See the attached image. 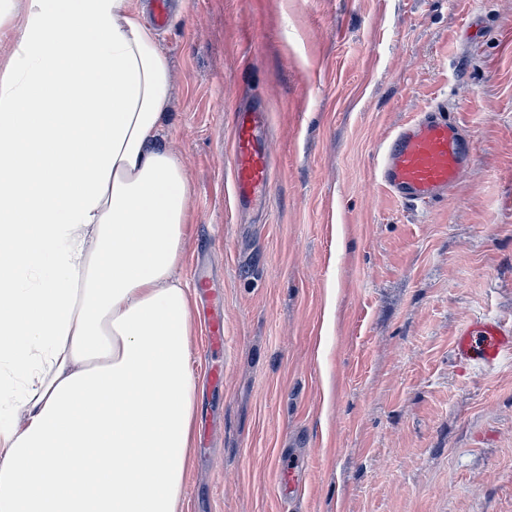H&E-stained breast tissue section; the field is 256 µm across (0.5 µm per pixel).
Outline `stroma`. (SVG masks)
I'll list each match as a JSON object with an SVG mask.
<instances>
[{
  "label": "stroma",
  "instance_id": "stroma-1",
  "mask_svg": "<svg viewBox=\"0 0 512 512\" xmlns=\"http://www.w3.org/2000/svg\"><path fill=\"white\" fill-rule=\"evenodd\" d=\"M160 139L191 180L186 282L224 303L184 512H512V0H179ZM437 102L473 141L447 199L399 204L380 145ZM268 116L272 184L236 205L235 113ZM296 466L302 487L278 492ZM458 353L487 367L505 356H512V328L485 320L465 326L459 333Z\"/></svg>",
  "mask_w": 512,
  "mask_h": 512
}]
</instances>
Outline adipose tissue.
Here are the masks:
<instances>
[{"instance_id":"obj_1","label":"adipose tissue","mask_w":512,"mask_h":512,"mask_svg":"<svg viewBox=\"0 0 512 512\" xmlns=\"http://www.w3.org/2000/svg\"><path fill=\"white\" fill-rule=\"evenodd\" d=\"M0 43V512H182L200 379L167 57L136 0H0Z\"/></svg>"}]
</instances>
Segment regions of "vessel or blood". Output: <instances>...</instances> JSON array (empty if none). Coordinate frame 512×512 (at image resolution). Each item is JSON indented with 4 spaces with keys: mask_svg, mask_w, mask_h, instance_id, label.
Returning <instances> with one entry per match:
<instances>
[{
    "mask_svg": "<svg viewBox=\"0 0 512 512\" xmlns=\"http://www.w3.org/2000/svg\"><path fill=\"white\" fill-rule=\"evenodd\" d=\"M443 104H435L400 126L378 154L376 177L390 195L410 204L439 200L463 178L473 149L462 128L448 120ZM266 122L262 108L239 109L234 123L233 194L247 203L270 185L269 155L261 137ZM210 351L224 349V314L210 309L207 316ZM458 353L491 367L512 356V328L485 320L465 326L459 333Z\"/></svg>",
    "mask_w": 512,
    "mask_h": 512,
    "instance_id": "obj_1",
    "label": "vessel or blood"
}]
</instances>
